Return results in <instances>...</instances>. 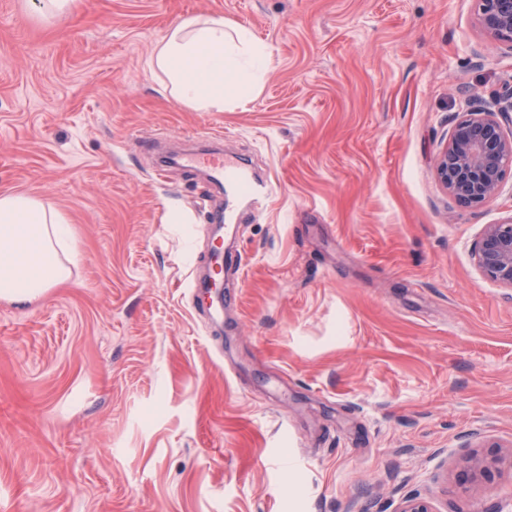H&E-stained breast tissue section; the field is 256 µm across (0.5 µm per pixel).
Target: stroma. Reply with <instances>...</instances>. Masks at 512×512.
<instances>
[{
	"label": "stroma",
	"mask_w": 512,
	"mask_h": 512,
	"mask_svg": "<svg viewBox=\"0 0 512 512\" xmlns=\"http://www.w3.org/2000/svg\"><path fill=\"white\" fill-rule=\"evenodd\" d=\"M477 0H0V194L67 218L71 279L0 299V512H512V289L480 275L498 196L460 204L435 160L512 94ZM224 16L266 46L249 98L177 103L148 60ZM276 186L235 226L224 324L199 316L214 186L158 172L186 138ZM502 456L499 453L479 454L473 452L466 458L467 469L472 482H480L493 469L499 468L502 463Z\"/></svg>",
	"instance_id": "stroma-1"
}]
</instances>
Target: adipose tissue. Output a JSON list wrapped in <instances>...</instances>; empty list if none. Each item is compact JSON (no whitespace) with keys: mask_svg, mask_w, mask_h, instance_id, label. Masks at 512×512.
<instances>
[{"mask_svg":"<svg viewBox=\"0 0 512 512\" xmlns=\"http://www.w3.org/2000/svg\"><path fill=\"white\" fill-rule=\"evenodd\" d=\"M172 95L197 111L223 110L258 86L267 67L262 45L220 16L173 26L150 62ZM78 251L63 214L21 193L0 195V299L25 304L71 277Z\"/></svg>","mask_w":512,"mask_h":512,"instance_id":"ef3b65f1","label":"adipose tissue"}]
</instances>
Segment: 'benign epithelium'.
<instances>
[{
	"label": "benign epithelium",
	"instance_id": "benign-epithelium-1",
	"mask_svg": "<svg viewBox=\"0 0 512 512\" xmlns=\"http://www.w3.org/2000/svg\"><path fill=\"white\" fill-rule=\"evenodd\" d=\"M479 22L485 32L512 45V0H480ZM512 101L475 110L455 124L448 143L436 158L441 184L458 200L477 205L495 197L512 169ZM481 275L512 289V215L488 224L473 246ZM470 479L481 481L502 463L499 453H471L466 458Z\"/></svg>",
	"mask_w": 512,
	"mask_h": 512
}]
</instances>
